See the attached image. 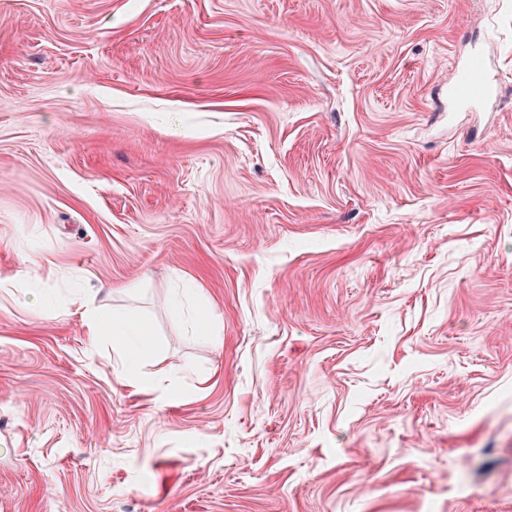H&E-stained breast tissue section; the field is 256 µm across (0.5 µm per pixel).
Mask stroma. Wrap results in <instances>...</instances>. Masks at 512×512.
<instances>
[{
  "label": "stroma",
  "mask_w": 512,
  "mask_h": 512,
  "mask_svg": "<svg viewBox=\"0 0 512 512\" xmlns=\"http://www.w3.org/2000/svg\"><path fill=\"white\" fill-rule=\"evenodd\" d=\"M0 512H512V0H0ZM494 92L485 76V66L468 63L456 69L455 80L448 84V97L467 109H477ZM84 315L88 338L95 340L102 336H112L113 342H117L129 364L149 343L151 329L140 319L130 316H114L102 309H86ZM130 338H135L133 344L129 343Z\"/></svg>",
  "instance_id": "35a3bbf8"
}]
</instances>
